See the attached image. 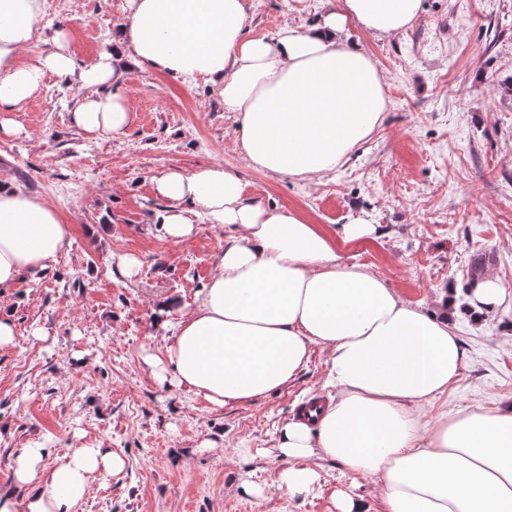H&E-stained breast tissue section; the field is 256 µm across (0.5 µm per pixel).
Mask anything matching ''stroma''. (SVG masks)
<instances>
[{"mask_svg": "<svg viewBox=\"0 0 512 512\" xmlns=\"http://www.w3.org/2000/svg\"><path fill=\"white\" fill-rule=\"evenodd\" d=\"M122 4L44 0L38 50L63 29L77 68L94 64L126 22ZM342 5L247 0L245 34L307 29ZM344 36L372 55L389 103L371 137L319 181L249 167L235 113L202 81L134 70L119 88L131 121L112 140L74 125L82 92L53 74L12 112L22 132L0 136V182L52 203L73 235L66 254L10 296L16 335L0 351V486L10 485L22 448H46L50 466L91 447L126 465L100 472L79 512H336L337 490L381 512L373 479L350 481L327 459H312L320 481L309 493L291 498L279 487L281 429L323 392L321 348L288 388L235 407L160 381L144 362L163 343L154 300L193 304L224 245L223 229L203 223L179 244L158 237L164 204L152 179L172 167L223 164L248 199L299 211L331 235L343 262L373 270L424 311L452 294L467 360L425 420L512 405V301L477 321L465 313L477 255L490 254L485 273L512 286V0H421L402 34L381 38L351 23ZM348 224L374 231L349 239ZM122 254L140 260L134 277L118 271Z\"/></svg>", "mask_w": 512, "mask_h": 512, "instance_id": "35a3bbf8", "label": "stroma"}]
</instances>
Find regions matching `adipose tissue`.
I'll return each instance as SVG.
<instances>
[{
    "mask_svg": "<svg viewBox=\"0 0 512 512\" xmlns=\"http://www.w3.org/2000/svg\"><path fill=\"white\" fill-rule=\"evenodd\" d=\"M420 2L344 0L342 12L311 28L248 38L246 0H125L116 47L80 69L62 31L56 51L20 63L36 46L43 0H0V133L20 134L11 111L52 73L85 90L72 112L76 126L118 138L130 105L111 87L137 68L210 82L238 115L249 166L321 177L375 131L388 104L372 57L342 38L348 23L395 36L417 20ZM153 183L166 203L161 238L185 241L200 218L226 230L218 270L194 308L173 297L156 305V328L173 331L163 351L145 358L156 377L218 407L247 404L287 388L321 347L328 397L282 428L280 487L288 496L318 482L305 461L319 457L375 479L384 512H512V406L420 422L466 360L449 301L431 313L407 303L379 275L342 262L331 238L298 212L245 198L223 165L171 168ZM70 241V225L47 200L0 185V350L14 343L11 289ZM43 458L40 447L17 455L0 512H77L99 471L125 466L98 448L74 449L51 467Z\"/></svg>",
    "mask_w": 512,
    "mask_h": 512,
    "instance_id": "obj_1",
    "label": "adipose tissue"
}]
</instances>
